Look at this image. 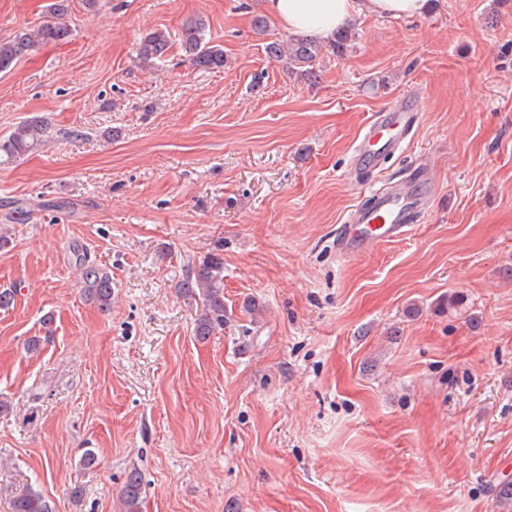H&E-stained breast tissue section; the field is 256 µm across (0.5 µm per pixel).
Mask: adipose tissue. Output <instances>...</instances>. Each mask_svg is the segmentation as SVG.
Listing matches in <instances>:
<instances>
[{
  "mask_svg": "<svg viewBox=\"0 0 512 512\" xmlns=\"http://www.w3.org/2000/svg\"><path fill=\"white\" fill-rule=\"evenodd\" d=\"M264 7L288 32L317 41L335 36L353 17H420L429 0H264Z\"/></svg>",
  "mask_w": 512,
  "mask_h": 512,
  "instance_id": "adipose-tissue-1",
  "label": "adipose tissue"
}]
</instances>
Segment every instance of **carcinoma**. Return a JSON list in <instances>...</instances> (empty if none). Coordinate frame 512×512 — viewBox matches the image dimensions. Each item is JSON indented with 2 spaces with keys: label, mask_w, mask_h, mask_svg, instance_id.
Masks as SVG:
<instances>
[{
  "label": "carcinoma",
  "mask_w": 512,
  "mask_h": 512,
  "mask_svg": "<svg viewBox=\"0 0 512 512\" xmlns=\"http://www.w3.org/2000/svg\"><path fill=\"white\" fill-rule=\"evenodd\" d=\"M69 9L68 0H56L50 10L56 20L46 22L33 30L22 29L10 39L0 40V73L10 71L17 61L38 43L58 42L71 34L69 26L62 22ZM179 43L186 60L198 70H214L224 67V50L205 39V25L201 21L187 23L179 35ZM171 36L168 31L157 29L147 34L140 43L139 55L144 62L162 58L169 50ZM322 44L304 37H291L286 41H271L265 45L267 56L276 61H286L288 70L299 71L311 83L319 78L313 62L320 55ZM47 126L32 120L19 124L9 136L0 139V164L14 162L34 147L43 144ZM78 268L84 294L100 309L112 303V275L87 257L79 258ZM183 293L198 301L200 313L195 322V336L200 339L224 326V262L214 254L192 267L180 281ZM142 477L140 470L129 469L122 497L125 512H140ZM13 512H53L48 500L37 490L13 500Z\"/></svg>",
  "instance_id": "obj_1"
}]
</instances>
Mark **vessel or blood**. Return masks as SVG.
Here are the masks:
<instances>
[{"label": "vessel or blood", "mask_w": 512, "mask_h": 512, "mask_svg": "<svg viewBox=\"0 0 512 512\" xmlns=\"http://www.w3.org/2000/svg\"><path fill=\"white\" fill-rule=\"evenodd\" d=\"M420 103L408 94L392 101L366 123L356 146L352 166L362 171L400 150L419 120ZM435 190L428 171L400 184H387L370 193L368 205L352 209L340 227L336 249L349 257L407 234L425 212Z\"/></svg>", "instance_id": "obj_1"}]
</instances>
